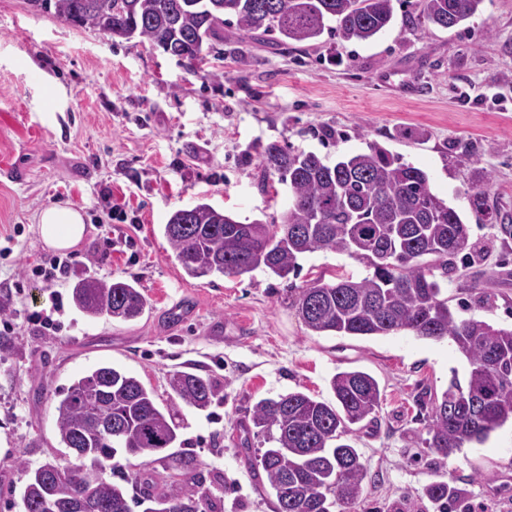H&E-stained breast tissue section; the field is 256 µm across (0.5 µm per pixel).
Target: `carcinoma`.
I'll return each mask as SVG.
<instances>
[{
    "instance_id": "obj_1",
    "label": "carcinoma",
    "mask_w": 512,
    "mask_h": 512,
    "mask_svg": "<svg viewBox=\"0 0 512 512\" xmlns=\"http://www.w3.org/2000/svg\"><path fill=\"white\" fill-rule=\"evenodd\" d=\"M45 13L111 38H138L191 68L207 61L212 41L224 40L226 17L235 18L238 41L277 33L296 42L313 41L332 31L342 41L367 42L393 22V0H112L102 11L97 0H28ZM483 0H420V17L444 29L465 23ZM263 177L288 186L289 204L280 223L244 224L211 204L199 201L172 212L164 235L187 275L242 276L258 269L279 278L297 273L306 254L330 251L365 260L373 269L360 280H319L306 285L297 303L305 326L316 334L386 336L409 331L422 339L451 341L466 358V383L454 377L429 412L426 448L447 458L466 442H485L512 421V328L477 318L458 319L442 297L443 276L457 263L475 259L469 228L445 200L433 193L426 171L376 142L330 164L314 152L277 142L260 152ZM75 306L88 316L124 321L141 317L145 295L127 280L87 276L72 288ZM174 397L200 410L220 397L214 379L176 371L170 377ZM336 404L301 392L258 401L247 432L270 447L255 451L276 498L275 512H332L350 509L361 498L366 460L345 436L352 425L376 414L381 398L377 380L360 370L331 379ZM60 441L70 449H89L102 463L117 449L151 456L171 448L178 425L161 410L135 377L102 366L81 377L57 407ZM86 461L22 466L25 512H76L81 497L99 512H131L129 502L155 503L165 478L139 470L122 483L106 479L82 484ZM138 488L128 496L127 485ZM165 496L172 512H217L209 490L191 476ZM424 496L439 512H470L462 489L444 480L429 483Z\"/></svg>"
}]
</instances>
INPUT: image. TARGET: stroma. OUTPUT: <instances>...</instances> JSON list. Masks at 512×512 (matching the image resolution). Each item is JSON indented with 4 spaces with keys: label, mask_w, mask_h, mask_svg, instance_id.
Masks as SVG:
<instances>
[{
    "label": "stroma",
    "mask_w": 512,
    "mask_h": 512,
    "mask_svg": "<svg viewBox=\"0 0 512 512\" xmlns=\"http://www.w3.org/2000/svg\"><path fill=\"white\" fill-rule=\"evenodd\" d=\"M392 25L368 42L325 34L311 42L259 36L241 44L234 25L194 75L139 39L110 40L0 0V512H21V465L66 463L56 428L59 391L110 365L135 376L159 408L173 407L179 443L222 512H274L242 448L253 405L293 391L334 403L336 372L358 368L380 383L381 407L355 445L369 473L355 512H437L424 487L445 480L471 508L512 512V424L447 459L427 450L430 402L469 365L447 340L317 335L295 302L306 284L360 279L362 261L333 252L303 257L298 275H186L163 234L170 214L205 201L249 223L280 215L287 186L261 185V145L277 142L327 161L375 141L425 170L432 190L461 216L482 252L441 279L461 319L512 327V0H484L466 24L419 21V0H393ZM409 77V97L394 86ZM335 131L325 139L323 130ZM484 192L485 213L472 200ZM106 263L100 222L110 204ZM83 209L87 234L65 278L32 269L52 257L36 229L40 210ZM137 281L150 308L133 322L91 318L72 301L79 278ZM51 317L48 331L35 315ZM177 370L218 380L204 410L172 400Z\"/></svg>",
    "instance_id": "obj_1"
}]
</instances>
